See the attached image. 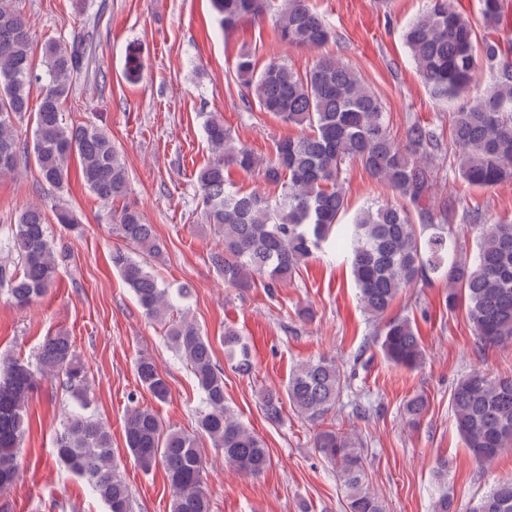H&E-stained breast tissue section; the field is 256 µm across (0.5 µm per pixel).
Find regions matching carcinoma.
Masks as SVG:
<instances>
[{"instance_id":"carcinoma-1","label":"carcinoma","mask_w":512,"mask_h":512,"mask_svg":"<svg viewBox=\"0 0 512 512\" xmlns=\"http://www.w3.org/2000/svg\"><path fill=\"white\" fill-rule=\"evenodd\" d=\"M482 36L450 0L430 6L405 29L403 40L430 93L448 101L458 98L486 67L493 90L451 114L448 138L460 177L475 186L512 180V61L503 57L493 33L512 13V0H480ZM219 27L229 34L266 16L283 44L319 48L336 32L309 8L307 0H211ZM29 21L19 0H0V174L15 171L22 159L34 158L43 180L62 185L69 161L78 158L84 183L104 206L127 194L129 173L112 137L95 124L67 123L62 103L73 93V78L88 70L87 44L49 41L44 64L37 70L30 54ZM140 52L132 47L125 63L127 78H138ZM240 82L259 108L302 129L295 138L275 143L263 160L235 139L224 122L209 114L204 121L212 160L196 177L207 223L223 247L211 260L235 288L285 285L317 250L330 247L350 256L358 300L372 319L385 320L379 348L391 364L408 370L421 366L424 352L417 326L408 317L385 319L398 295L435 277L448 283V309L465 308L473 334L485 347L512 344V221L484 223L478 210L463 220L479 227L473 256L458 254L453 233L455 208L429 197L430 168L443 142L436 128L412 122L405 141L392 137L377 94L349 63L321 56L300 75L285 62L257 69L249 51L236 62ZM42 84L32 140L18 123L29 112V89ZM359 161L368 174L400 197L402 206L382 204L360 211L353 223H340L346 210L342 166ZM258 172L282 189L272 200L264 193H244L229 182L228 169ZM416 218H411V215ZM113 229L141 252L157 256L161 243L142 214L125 207L113 215ZM46 218L37 205L24 208L9 225L0 244L7 255L0 263V288L18 306L44 295L55 283L59 259L46 233ZM112 267L132 289L144 314L166 320L168 337L195 378L204 409L187 432L163 424L150 407L135 405L127 413V451L142 471L164 470L172 490L171 512H210L206 491L208 459L198 448L207 438L224 463L246 476L262 474L270 464L263 440L247 428L224 396V370L214 361L209 337L185 316H174L168 288L152 266L128 251L112 252ZM225 350L236 357V369L252 372L249 350L238 332L224 329ZM138 382L158 402L168 398L166 378L151 357L135 363ZM43 378L55 379L78 402L80 411L65 416L54 454L70 473L84 480L108 512H132L133 492L121 474L110 428L88 413V374L73 341L65 333L48 336L35 362L0 359V489L11 486L20 471V446L30 429L28 404ZM347 377L336 361L322 356L300 363L288 381L286 395L295 410L320 422L336 407ZM261 410L271 422L283 416L279 391L265 390ZM456 430L472 457L491 460L512 449V377L474 371L452 392ZM427 411V400L414 395L404 404L410 422ZM314 447L336 468L345 489V512H386L383 500L365 484L361 441L346 432L324 429ZM441 493L432 512H451L448 459L437 464ZM473 512H512V480L492 486Z\"/></svg>"}]
</instances>
